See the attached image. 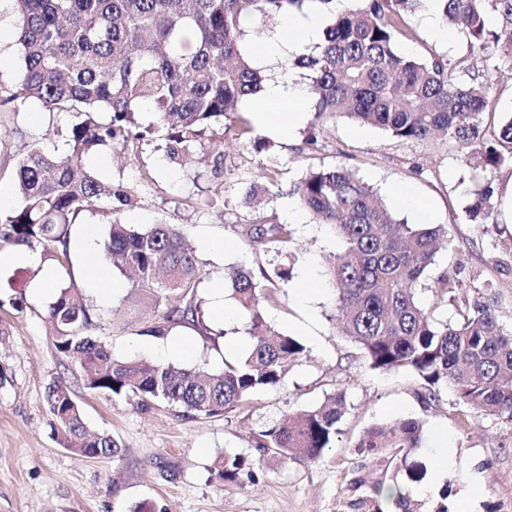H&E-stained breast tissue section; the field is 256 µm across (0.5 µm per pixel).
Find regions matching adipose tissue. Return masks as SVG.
<instances>
[{"label": "adipose tissue", "mask_w": 512, "mask_h": 512, "mask_svg": "<svg viewBox=\"0 0 512 512\" xmlns=\"http://www.w3.org/2000/svg\"><path fill=\"white\" fill-rule=\"evenodd\" d=\"M325 26V17L315 10L285 17L276 32L254 49L253 59L259 64L275 54L299 51L303 45L318 42ZM307 102L306 86L283 79L268 82L254 104L256 123L266 130L288 133L304 112Z\"/></svg>", "instance_id": "obj_1"}]
</instances>
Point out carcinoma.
Returning a JSON list of instances; mask_svg holds the SVG:
<instances>
[{"label": "carcinoma", "instance_id": "1", "mask_svg": "<svg viewBox=\"0 0 512 512\" xmlns=\"http://www.w3.org/2000/svg\"><path fill=\"white\" fill-rule=\"evenodd\" d=\"M19 20L16 45L22 63L10 84L0 83V105L17 111L30 102L64 117L54 130L63 148L28 145L16 163L18 191L12 206L0 208V244L41 250L63 269L70 267L68 226L95 205L118 213L135 204V191L122 180L105 183L84 166L86 155L118 150L135 158L154 143L169 163L185 166L197 153L211 158V188L224 192V137L256 145L239 105L257 96L265 76L241 47L244 24L280 13H302L318 5L331 14L321 43L283 64L285 75L304 71L316 112L347 118L386 131L399 142L433 138L452 143L460 161L481 170L467 219L486 224L499 197L497 173L512 167V116L484 124L490 83L461 61L436 54L401 53L397 41L411 38L406 17L420 0H354L336 13V0H12ZM448 25H464L470 55L489 71L512 62V0H442ZM500 17L494 31L489 15ZM156 121L144 125L140 108ZM242 203L277 198L278 172L260 174ZM291 192L320 224L337 229L342 252L328 265L337 292L342 333L362 350L370 367L405 370L421 382L424 405L440 389L457 386V404L512 420V329L500 323L491 305L490 280L465 285L444 273L456 319L438 325L417 299V287L448 239L442 224H407L394 217L383 197L342 164L307 171ZM241 235L254 250L276 243L288 249L286 224H245ZM97 260L119 271L130 292L148 297L158 318L140 330L166 336L189 324L207 335L202 265L194 248L172 224L142 227L112 221L99 241ZM292 278L282 263L269 273L236 264L224 268V287L245 318L251 347L224 368H178L142 358L116 360L92 335L94 308L75 299V289L55 285L47 310L56 353L78 362L87 389L131 395L137 403L166 402L189 417L226 414L257 392L285 385L290 366L307 352L297 337L269 324L267 303L280 299ZM50 427L63 447L81 458H121V446L93 432L63 385L49 389ZM341 396L296 413L292 421L261 430V454L319 459L332 447L345 414ZM421 425L407 420L364 432L362 453L385 449L406 466L411 481L422 472L411 460ZM245 460L226 454L214 466L216 479L235 481ZM375 494L407 509L402 491L373 486Z\"/></svg>", "mask_w": 512, "mask_h": 512}]
</instances>
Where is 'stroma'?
<instances>
[{
  "instance_id": "35a3bbf8",
  "label": "stroma",
  "mask_w": 512,
  "mask_h": 512,
  "mask_svg": "<svg viewBox=\"0 0 512 512\" xmlns=\"http://www.w3.org/2000/svg\"><path fill=\"white\" fill-rule=\"evenodd\" d=\"M425 8L410 14L419 41H404L406 54L434 53L451 60L468 58L467 37L451 29L448 43L434 40L425 23ZM58 115L32 102L16 112H0V188L17 191L15 162L32 141L52 139ZM316 135L319 148L306 143ZM258 147L224 142V193L215 195L200 162L182 169L169 165L162 152L146 147L140 160L112 152L90 154L88 167L103 181L135 183L139 203L119 212L125 224H174L197 251L203 264L202 297H210L214 277L225 267L244 262L273 269L281 263L277 244L254 251L240 235L243 224H281L285 210L298 201L288 189L309 168L344 163L378 190L398 218L416 223L401 204L402 194L416 197L431 220L448 227V244L437 254L418 291L422 306L434 318L453 320L439 277L448 273L463 283L493 280L494 306L500 322L512 326V272L495 268L496 259L512 258V169L497 175V208L489 224L469 223L463 211L473 187V172L456 160L446 141L401 143L376 127H361L342 118L328 121L307 110L299 128L288 136L254 129ZM278 167L282 195L265 206L241 200L251 181L265 168ZM295 254L292 277L281 290V305L266 308L268 321L297 336L307 355L290 371L285 386L255 394L245 406L211 418L181 415L178 407L156 402L144 407L136 398L108 396L88 390L74 363L62 360L47 322L49 297L37 294L45 272L56 271L49 260L35 265L0 268V512H397L374 495L375 483L402 488L411 512H512V420L488 416L457 405L453 388L445 387L430 406L415 395L416 378L404 370L370 368L358 346L338 332L334 291L310 305L301 304L295 289L306 267L325 277V262L342 249L332 225L303 215L293 225ZM226 241V252L203 249V241ZM68 284L92 302L98 323L95 334L115 359L140 356L169 360L182 368L222 369L225 359L245 355L251 346L243 323L221 335H202L179 326L167 336L137 333L138 325L156 314L121 287L108 302L98 301L87 283L83 258L71 253ZM181 340L191 345L189 358L164 357L163 346ZM67 386L91 429L112 435L122 457L79 458L62 447L51 432L46 402L49 387ZM341 393L347 411L331 448L315 461L259 456L256 433L285 416L319 405ZM414 419L421 423L414 459L423 468L420 481H410L406 468L388 453L362 454L356 445L373 426ZM447 432L448 445L465 458L479 485L469 499L460 495V479L432 477L438 454L435 438ZM245 459L249 477L218 481L215 462L226 453Z\"/></svg>"
}]
</instances>
